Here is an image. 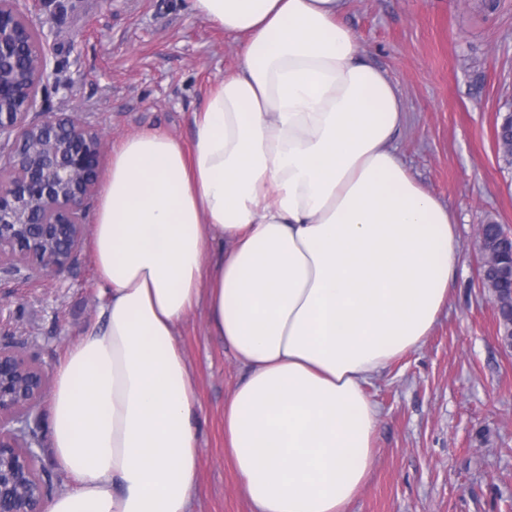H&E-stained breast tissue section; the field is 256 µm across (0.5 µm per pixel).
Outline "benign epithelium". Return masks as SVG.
<instances>
[{
	"instance_id": "7a95c632",
	"label": "benign epithelium",
	"mask_w": 512,
	"mask_h": 512,
	"mask_svg": "<svg viewBox=\"0 0 512 512\" xmlns=\"http://www.w3.org/2000/svg\"><path fill=\"white\" fill-rule=\"evenodd\" d=\"M37 0H0V281L59 277L79 259L87 205L105 156L101 127L80 109L49 112L59 86L43 30L30 19ZM41 362L13 336L0 337V512H46L28 497L40 450Z\"/></svg>"
}]
</instances>
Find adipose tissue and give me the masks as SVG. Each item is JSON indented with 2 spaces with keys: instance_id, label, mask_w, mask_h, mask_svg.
Segmentation results:
<instances>
[{
  "instance_id": "obj_1",
  "label": "adipose tissue",
  "mask_w": 512,
  "mask_h": 512,
  "mask_svg": "<svg viewBox=\"0 0 512 512\" xmlns=\"http://www.w3.org/2000/svg\"><path fill=\"white\" fill-rule=\"evenodd\" d=\"M344 0H191L240 40L193 114L113 149L89 227L107 295L50 394L75 486L47 512H190L199 403L177 326L205 309L246 375L224 445L252 512H348L375 455L366 387L448 304L457 218L401 159L399 91ZM217 258L203 265L202 256Z\"/></svg>"
}]
</instances>
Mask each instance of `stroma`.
<instances>
[{"instance_id": "1", "label": "stroma", "mask_w": 512, "mask_h": 512, "mask_svg": "<svg viewBox=\"0 0 512 512\" xmlns=\"http://www.w3.org/2000/svg\"><path fill=\"white\" fill-rule=\"evenodd\" d=\"M61 86L45 107L80 106L107 146L143 132L182 141L214 80L237 61L234 36L190 0H42ZM343 21L397 86L407 120L400 155L422 188L457 215L451 299L426 343L367 392L380 415L376 457L350 512H512V349L496 338L492 294L477 274L479 228L512 233V165L494 128L512 113V0H347ZM94 267L0 281V336L56 372L96 319ZM200 404L192 512H251L224 454V402L245 370L197 310L177 328Z\"/></svg>"}]
</instances>
